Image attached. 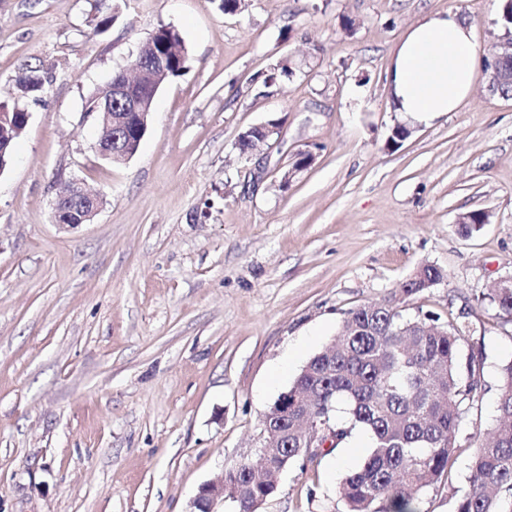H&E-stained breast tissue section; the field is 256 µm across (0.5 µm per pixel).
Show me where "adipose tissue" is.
Segmentation results:
<instances>
[{
	"label": "adipose tissue",
	"instance_id": "obj_1",
	"mask_svg": "<svg viewBox=\"0 0 512 512\" xmlns=\"http://www.w3.org/2000/svg\"><path fill=\"white\" fill-rule=\"evenodd\" d=\"M479 66L473 26L450 9L429 14L392 55L386 77L392 108L414 122L456 111L471 97Z\"/></svg>",
	"mask_w": 512,
	"mask_h": 512
}]
</instances>
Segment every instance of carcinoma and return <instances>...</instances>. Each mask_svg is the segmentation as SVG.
Wrapping results in <instances>:
<instances>
[{
  "mask_svg": "<svg viewBox=\"0 0 512 512\" xmlns=\"http://www.w3.org/2000/svg\"><path fill=\"white\" fill-rule=\"evenodd\" d=\"M95 30H107L113 16L105 0H92ZM176 44L181 54L170 63L164 80L187 69L188 49L178 30L161 26L153 47ZM292 75L287 61L270 67L265 82ZM50 82L41 65H28L16 80L18 97L0 105L25 112L23 100L38 101ZM23 122L0 129V143L15 146ZM500 312L512 316V288L493 287L482 295ZM402 299L362 305L351 312L335 342L314 355L288 388L310 412L318 414L329 446L308 455L298 447L303 421L288 413V421L263 416L261 427L277 431L283 447L270 448L266 463L237 465L227 472L229 494L239 491L248 502L276 489L277 471L284 465L319 462L348 442L356 428L370 437L361 464L350 471L338 493L345 512H417L416 503L428 488L448 475L459 444L462 414L476 401L482 361L470 355L461 363L460 344L473 336L470 323L438 325L432 312L414 318L403 314ZM497 420L486 432L472 460L470 490L458 500L456 512H497L495 496L512 489V360L502 365Z\"/></svg>",
  "mask_w": 512,
  "mask_h": 512,
  "instance_id": "1",
  "label": "carcinoma"
}]
</instances>
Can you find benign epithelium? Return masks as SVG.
I'll use <instances>...</instances> for the list:
<instances>
[{
  "mask_svg": "<svg viewBox=\"0 0 512 512\" xmlns=\"http://www.w3.org/2000/svg\"><path fill=\"white\" fill-rule=\"evenodd\" d=\"M135 63L146 75L167 70L170 60L164 51L148 54L138 51ZM486 78L491 90L504 94L512 91V34L506 32L495 45L492 63L487 66ZM159 89L155 84L147 91L136 89L120 75L106 84L108 102L96 113L98 155L115 164L132 158L143 140L152 114V102ZM101 200L81 182L74 179L64 183L54 202L55 222L63 228H74L93 220ZM229 500L224 475L202 484L192 500L190 512H216L214 506Z\"/></svg>",
  "mask_w": 512,
  "mask_h": 512,
  "instance_id": "obj_1",
  "label": "benign epithelium"
}]
</instances>
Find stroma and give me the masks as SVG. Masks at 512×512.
I'll list each match as a JSON object with an SVG mask.
<instances>
[{
	"label": "stroma",
	"mask_w": 512,
	"mask_h": 512,
	"mask_svg": "<svg viewBox=\"0 0 512 512\" xmlns=\"http://www.w3.org/2000/svg\"><path fill=\"white\" fill-rule=\"evenodd\" d=\"M107 4L99 34L89 0H0V100L22 67L52 71L0 174V512H189L201 484L257 460L263 414L348 312L400 296L424 264L444 278L408 313L470 322L461 355L482 359L449 478L418 500L455 512L512 360V318L482 299L512 275V98L477 73L458 111L393 145L385 72L402 34L449 8L490 58L500 0ZM162 26L187 69L135 156L111 163L86 104ZM283 58L293 76L262 87ZM277 118L255 178L238 138ZM302 151L312 163L282 184ZM72 179L102 204L64 229L53 204ZM472 211L486 223L462 228ZM368 445L359 431L292 464L258 512H344L338 486Z\"/></svg>",
	"instance_id": "1"
}]
</instances>
